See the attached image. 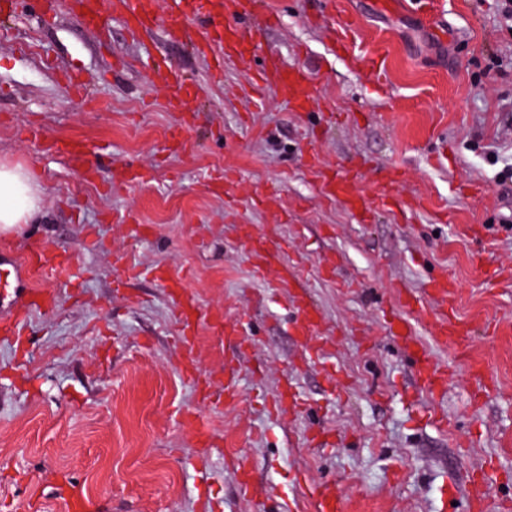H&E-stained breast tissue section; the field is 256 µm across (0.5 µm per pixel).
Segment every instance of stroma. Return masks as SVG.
<instances>
[{
    "mask_svg": "<svg viewBox=\"0 0 512 512\" xmlns=\"http://www.w3.org/2000/svg\"><path fill=\"white\" fill-rule=\"evenodd\" d=\"M134 29L119 11L86 25L70 0H18L0 15V164L36 178L39 212L0 231L66 252L36 278L22 335L0 327V512H67L57 478L97 512H313L326 487L349 512H472L512 502V28L502 0H443L448 35L412 6L254 0L225 27H263L249 62L198 48L197 17L171 32V0ZM345 20L340 43L333 17ZM387 59V81L366 65ZM310 77L311 104L255 95L265 59ZM179 70L188 112L153 81ZM79 141L80 167L26 137ZM128 168L143 171L125 181ZM350 178L362 204L327 193ZM398 202L383 205L390 174ZM178 276L208 313L193 335L202 395L182 374ZM466 352L437 348L402 304L440 275ZM306 293L318 319L300 339ZM448 369L442 395L415 379L393 333ZM237 342L224 338L225 325ZM234 368L236 398L224 395ZM213 435L197 447L186 415ZM337 437L317 447L315 431ZM248 491L239 488L241 470Z\"/></svg>",
    "mask_w": 512,
    "mask_h": 512,
    "instance_id": "1",
    "label": "stroma"
}]
</instances>
